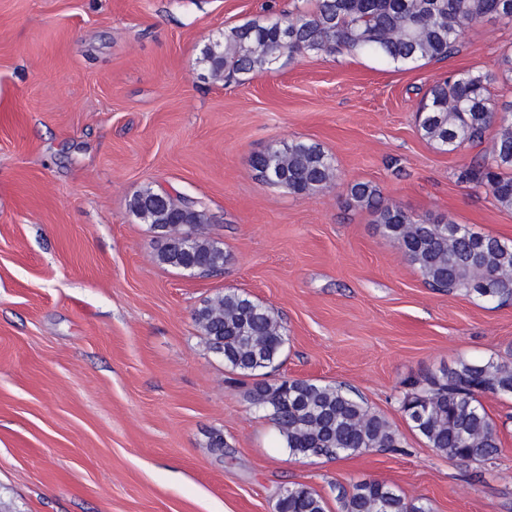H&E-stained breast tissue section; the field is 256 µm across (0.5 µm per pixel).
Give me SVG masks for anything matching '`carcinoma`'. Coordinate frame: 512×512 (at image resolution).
Segmentation results:
<instances>
[{
	"label": "carcinoma",
	"mask_w": 512,
	"mask_h": 512,
	"mask_svg": "<svg viewBox=\"0 0 512 512\" xmlns=\"http://www.w3.org/2000/svg\"><path fill=\"white\" fill-rule=\"evenodd\" d=\"M512 20V0H312L308 7L272 12L219 34L202 62L218 79L272 70L283 55H376L400 68L439 61L458 51L473 24ZM501 74L450 71L423 92L416 111L420 137L453 153L484 144L456 172L458 183L485 188L497 207L512 211V102L498 103L490 85L512 79V53L499 61ZM256 177L294 195L325 189L336 176L335 160L317 142L272 143L251 157ZM350 200L368 209L384 236L397 244L425 283L439 291H463L478 300L512 301V243L485 235L450 216L419 218L387 202L379 187L355 182ZM130 212L156 234L157 261L204 275L224 268L220 239L203 231L210 223L206 205L185 196L146 188L129 202ZM209 350L224 365L252 380L253 404L271 419L293 455L335 459L350 452L399 448L400 436L340 384L275 377L283 354L285 327L274 309L234 290L204 302L194 313ZM512 396V361H460L407 383L401 409L412 430L429 447L450 458L491 462L501 440L480 397ZM342 512H429L376 479L338 488ZM277 512H326L324 499L306 485L286 488Z\"/></svg>",
	"instance_id": "carcinoma-1"
}]
</instances>
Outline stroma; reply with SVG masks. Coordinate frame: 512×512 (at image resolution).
I'll return each mask as SVG.
<instances>
[{
    "instance_id": "35a3bbf8",
    "label": "stroma",
    "mask_w": 512,
    "mask_h": 512,
    "mask_svg": "<svg viewBox=\"0 0 512 512\" xmlns=\"http://www.w3.org/2000/svg\"><path fill=\"white\" fill-rule=\"evenodd\" d=\"M272 4L297 0H0V512H276L294 484L340 512L339 487L365 478L432 512H512V398L481 399L502 443L491 465L439 454L401 410L408 380L512 360V303L428 287L347 195L369 182L412 215L512 242V212L456 181L473 148L437 152L414 123L437 77L497 71L512 22L477 23L419 67L285 55L213 80L208 39ZM294 139L333 155L328 188L256 179L251 156ZM147 186L206 203L222 271L157 262L128 208ZM225 290L281 317L279 375L345 384L401 447L289 453L194 321Z\"/></svg>"
}]
</instances>
